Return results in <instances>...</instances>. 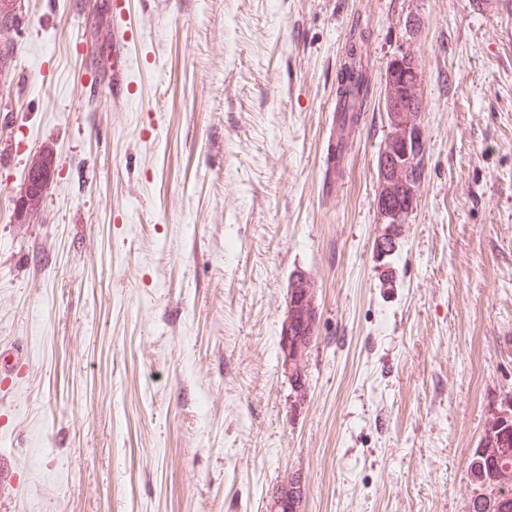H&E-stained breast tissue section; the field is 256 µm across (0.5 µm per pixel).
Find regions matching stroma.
<instances>
[{"mask_svg": "<svg viewBox=\"0 0 512 512\" xmlns=\"http://www.w3.org/2000/svg\"><path fill=\"white\" fill-rule=\"evenodd\" d=\"M112 2L26 0L0 100V512H264L296 471L304 512H469L512 394V0H126L118 101L93 62ZM358 29L370 86L340 154ZM404 52L427 153L384 288ZM297 269L319 313L301 393L278 361ZM38 154L39 155H37L30 164L27 175V185H32L38 178L48 180L53 171L55 163L53 153L50 150H43ZM509 398L511 399V405L509 402L504 407L505 402H501L500 410L495 413L498 418L494 420V424L488 430L490 435L487 434L485 429L478 448L475 449L469 463L471 478L476 479L481 476V479H484L483 482L477 484L480 488H483L486 482H491L490 479L497 471L502 459V457L491 459L490 457H484L481 453H485L486 456L488 454L494 456L501 454L502 456L509 454L505 448H512V396L510 395ZM508 399L506 398L505 401ZM507 405H510V409L505 410L504 408H507ZM501 412H504L505 415L501 416ZM484 442L486 443L485 448H481Z\"/></svg>", "mask_w": 512, "mask_h": 512, "instance_id": "obj_1", "label": "stroma"}]
</instances>
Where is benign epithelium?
<instances>
[{
	"mask_svg": "<svg viewBox=\"0 0 512 512\" xmlns=\"http://www.w3.org/2000/svg\"><path fill=\"white\" fill-rule=\"evenodd\" d=\"M419 95L415 81H390L385 84L383 102L386 111L388 136L380 147V170L377 205L383 220L390 224L409 223L416 208L419 185L407 182V174L416 165L418 155L414 148L426 145L422 113L413 110L411 103ZM404 198L393 206L391 201ZM285 316L279 336L280 364L285 373L304 378L311 344L295 335L299 325L313 326L318 320L316 284L304 270L293 272L286 288ZM296 478L288 474L278 491L270 495L266 512H303L296 504L291 487Z\"/></svg>",
	"mask_w": 512,
	"mask_h": 512,
	"instance_id": "benign-epithelium-1",
	"label": "benign epithelium"
}]
</instances>
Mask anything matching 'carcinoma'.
Wrapping results in <instances>:
<instances>
[{
    "instance_id": "carcinoma-1",
    "label": "carcinoma",
    "mask_w": 512,
    "mask_h": 512,
    "mask_svg": "<svg viewBox=\"0 0 512 512\" xmlns=\"http://www.w3.org/2000/svg\"><path fill=\"white\" fill-rule=\"evenodd\" d=\"M12 0H0V93H10L12 85V60L14 57V38L25 20L23 12H15L9 7ZM359 39L352 37L347 53V62L339 74L337 98L338 111L341 112L339 135L336 147L343 149L346 135L357 126L366 105L369 91L368 73L358 50ZM54 168L53 153L49 150L39 152L31 162L27 184L31 185L40 178H49ZM481 442L487 448H512V408L508 414L494 420L489 433L483 434ZM501 458H489L480 452L473 453L469 463L471 478L480 477L490 481L497 471ZM470 512H512V486L502 489L495 484L471 501Z\"/></svg>"
}]
</instances>
